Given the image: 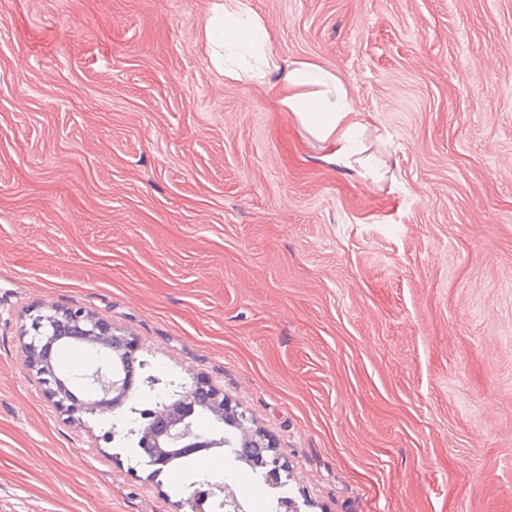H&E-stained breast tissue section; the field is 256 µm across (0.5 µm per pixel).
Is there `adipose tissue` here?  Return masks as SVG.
<instances>
[{
    "label": "adipose tissue",
    "instance_id": "ef3b65f1",
    "mask_svg": "<svg viewBox=\"0 0 512 512\" xmlns=\"http://www.w3.org/2000/svg\"><path fill=\"white\" fill-rule=\"evenodd\" d=\"M204 32L225 79L275 84L281 110L329 143L335 163L357 161L365 126L343 83L313 62L276 63L266 24L249 0H215Z\"/></svg>",
    "mask_w": 512,
    "mask_h": 512
}]
</instances>
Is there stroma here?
Returning <instances> with one entry per match:
<instances>
[{"mask_svg":"<svg viewBox=\"0 0 512 512\" xmlns=\"http://www.w3.org/2000/svg\"><path fill=\"white\" fill-rule=\"evenodd\" d=\"M211 2L0 0V512H188L194 465L124 432L194 381L302 512H512V0H250L343 82L375 182L213 68ZM48 306L155 388L117 420L55 406L22 353Z\"/></svg>","mask_w":512,"mask_h":512,"instance_id":"stroma-1","label":"stroma"}]
</instances>
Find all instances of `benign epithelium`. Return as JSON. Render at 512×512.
<instances>
[{
	"label": "benign epithelium",
	"instance_id": "obj_1",
	"mask_svg": "<svg viewBox=\"0 0 512 512\" xmlns=\"http://www.w3.org/2000/svg\"><path fill=\"white\" fill-rule=\"evenodd\" d=\"M67 332L89 342L102 356V363L78 375L67 373L62 379L55 370L42 367L40 358ZM24 335L28 337L25 343L27 362L58 407L74 414L94 415L108 411L102 402L122 385L121 377L116 373V363L134 359L135 347L127 338L113 333L112 327L88 314L56 307L32 316ZM197 398L196 386H186L183 391H175L156 402L155 408L141 412L145 423L129 430V434L138 436V447L143 449L151 464L166 465L163 452L176 445L266 448L268 452L252 460L253 467L271 479L281 476L285 466L267 435L256 432L247 415L232 407L217 392L204 403L206 412L212 416V427L207 433L199 432L185 414L186 407L195 405ZM226 420L233 422L234 431L230 435L224 432ZM203 498L213 499L222 512H245L243 504L227 493L224 483L208 482L194 488L186 499L190 512H202Z\"/></svg>",
	"mask_w": 512,
	"mask_h": 512
}]
</instances>
